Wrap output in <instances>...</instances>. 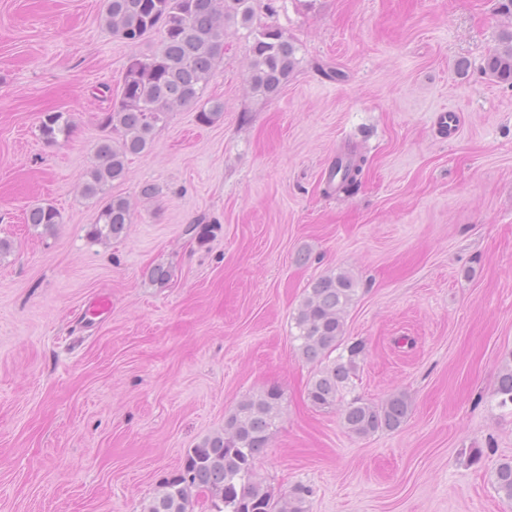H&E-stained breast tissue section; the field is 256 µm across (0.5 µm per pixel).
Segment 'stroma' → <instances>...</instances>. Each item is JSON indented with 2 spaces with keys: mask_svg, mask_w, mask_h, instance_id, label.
Here are the masks:
<instances>
[{
  "mask_svg": "<svg viewBox=\"0 0 512 512\" xmlns=\"http://www.w3.org/2000/svg\"><path fill=\"white\" fill-rule=\"evenodd\" d=\"M499 2L254 0V26L295 42L294 75L256 96L252 38L228 24L205 92L223 119L171 112L112 185L125 236L100 241L81 182L129 59L161 33L125 43L104 0H0V512H141L272 385L281 415L255 473L275 497L303 483L307 512H512L490 482L512 457V412L491 397L512 352V87L482 72L512 28ZM47 110L72 117L69 139H41ZM349 146L360 187L325 193ZM36 203L60 211L54 231L26 224ZM156 265L166 282L148 280ZM339 271L358 288L346 335L366 345L349 394L405 392L397 431L350 435L307 400L293 315ZM99 295L108 317L85 315Z\"/></svg>",
  "mask_w": 512,
  "mask_h": 512,
  "instance_id": "obj_1",
  "label": "stroma"
}]
</instances>
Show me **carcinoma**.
<instances>
[{
	"instance_id": "1",
	"label": "carcinoma",
	"mask_w": 512,
	"mask_h": 512,
	"mask_svg": "<svg viewBox=\"0 0 512 512\" xmlns=\"http://www.w3.org/2000/svg\"><path fill=\"white\" fill-rule=\"evenodd\" d=\"M252 0H105L104 21L112 33L137 44L159 28L160 47L135 56L126 66L120 98L105 112L103 122L116 136L101 141L95 161L86 171L82 195L98 204L90 235L97 240L120 237L131 223L130 202L110 194L112 183L126 174L128 157L144 153L156 130L176 107L199 106L197 120L213 124L224 116V104L204 99L216 66L224 60V27L240 20L252 24ZM250 86L254 93L277 94L294 73L298 51L294 41L276 27L251 31ZM489 79L512 86V32L485 59ZM73 132L63 112L43 114L39 133L48 143ZM365 159L350 150L336 156L327 178L336 189L350 192L359 185ZM27 223L50 231L60 223L49 204L33 206ZM357 296L354 280L345 272L315 280L293 317L297 350L313 367L306 396L318 409L344 401L365 353L360 341L345 337L347 309ZM492 396L501 408H512V352L500 368ZM282 394L276 387L241 400L224 421V431L208 436L186 454L181 467L159 483L143 512H194L193 500L203 492L211 512H306L312 489L295 485L288 498L278 500L256 478L255 461L266 447L279 416ZM346 402V401H344ZM410 404L403 392L375 404L360 397L346 402L341 421L352 435L365 437L393 432L407 420ZM492 486L501 501L512 505V458L498 460L491 469Z\"/></svg>"
}]
</instances>
